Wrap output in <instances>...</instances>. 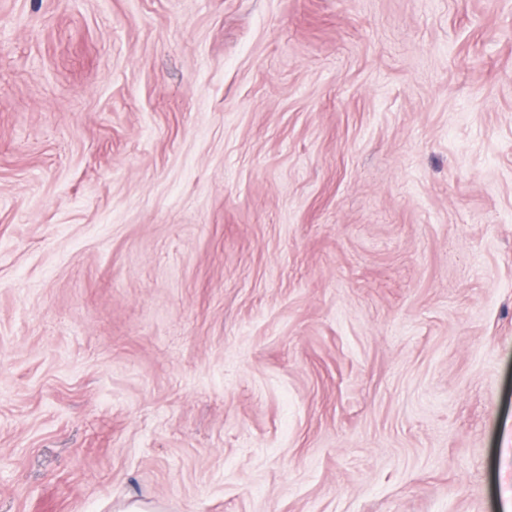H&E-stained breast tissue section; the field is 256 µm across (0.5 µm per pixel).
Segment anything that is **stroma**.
<instances>
[{"label":"stroma","instance_id":"35a3bbf8","mask_svg":"<svg viewBox=\"0 0 512 512\" xmlns=\"http://www.w3.org/2000/svg\"><path fill=\"white\" fill-rule=\"evenodd\" d=\"M512 512V0H0V512Z\"/></svg>","mask_w":512,"mask_h":512}]
</instances>
